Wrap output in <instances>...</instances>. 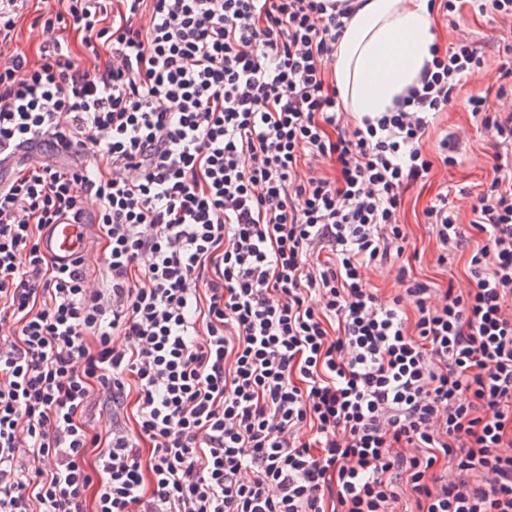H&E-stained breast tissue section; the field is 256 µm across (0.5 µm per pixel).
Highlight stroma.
Returning <instances> with one entry per match:
<instances>
[{"label":"stroma","instance_id":"1","mask_svg":"<svg viewBox=\"0 0 512 512\" xmlns=\"http://www.w3.org/2000/svg\"><path fill=\"white\" fill-rule=\"evenodd\" d=\"M435 40L446 46L458 37L466 36L477 44H485L494 36L512 35V29L495 26L490 17L475 12L469 0H460L457 11L448 17L436 16ZM498 81L475 85L464 79L456 93L459 106L440 113L434 126L424 137L422 146L430 156L437 157L441 141L457 144L458 157L455 166L436 163L426 183L411 187L404 196L401 222L409 240V249L402 257L392 258L384 266L370 268L365 279L370 288L384 300L403 294L405 285L400 282L399 268H407L415 279L428 283L430 287L445 289L447 286L466 288L470 285L468 252L457 253L447 265L437 263L438 248L434 234L424 222V210L430 206L437 194L448 197L450 207L458 214L461 224H468L471 208L485 182L493 177V149L487 132L475 121L463 106L462 101L472 95L495 94Z\"/></svg>","mask_w":512,"mask_h":512}]
</instances>
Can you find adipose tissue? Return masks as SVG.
<instances>
[{"mask_svg":"<svg viewBox=\"0 0 512 512\" xmlns=\"http://www.w3.org/2000/svg\"><path fill=\"white\" fill-rule=\"evenodd\" d=\"M428 0H361L336 45L333 79L344 111L389 112L430 61Z\"/></svg>","mask_w":512,"mask_h":512,"instance_id":"ef3b65f1","label":"adipose tissue"}]
</instances>
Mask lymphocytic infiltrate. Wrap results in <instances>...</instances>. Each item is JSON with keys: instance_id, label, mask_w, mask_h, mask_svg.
Wrapping results in <instances>:
<instances>
[{"instance_id": "f902f5d3", "label": "lymphocytic infiltrate", "mask_w": 512, "mask_h": 512, "mask_svg": "<svg viewBox=\"0 0 512 512\" xmlns=\"http://www.w3.org/2000/svg\"><path fill=\"white\" fill-rule=\"evenodd\" d=\"M27 2L0 0V167L44 151L0 181V512H400L403 486L409 512H512V109L462 102L495 150L470 288L363 278L404 249L476 43L347 129L351 0H44L34 58ZM66 216L105 285L42 250ZM424 217L447 264L463 227L444 196ZM99 387L133 425L94 430ZM38 1L40 0H31L29 2L25 16L22 18L18 26V44L25 48L33 58L41 45L58 34L57 31L46 29L41 23L35 24L33 22V18L37 15V10L41 6ZM41 29L48 33V37L46 39H38L34 36V32Z\"/></svg>"}]
</instances>
